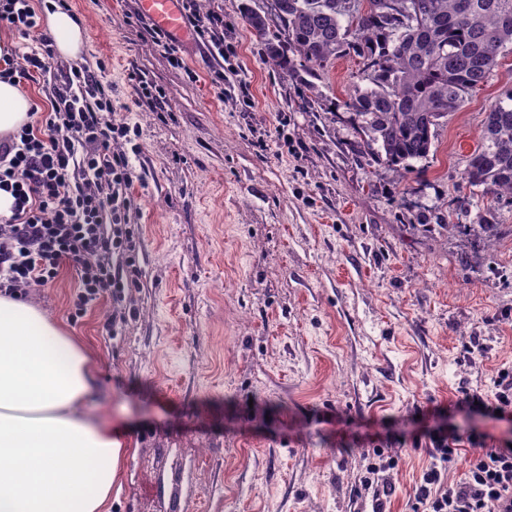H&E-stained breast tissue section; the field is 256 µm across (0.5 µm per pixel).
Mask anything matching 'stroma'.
I'll use <instances>...</instances> for the list:
<instances>
[{"mask_svg":"<svg viewBox=\"0 0 512 512\" xmlns=\"http://www.w3.org/2000/svg\"><path fill=\"white\" fill-rule=\"evenodd\" d=\"M69 5L81 62L105 61L139 129L136 273L124 302L76 318L67 262L33 302L89 346L87 405L125 431L112 512H372L359 489L377 448L401 451L385 510L408 512L434 437L512 439L464 405L512 365V203L485 214L462 178L512 53L403 178L358 145L355 54L312 88L265 62L241 8L267 17L273 0H198L224 13V57L194 37L181 68L136 25L139 0ZM138 71L167 113L135 106ZM482 214L488 241L464 230Z\"/></svg>","mask_w":512,"mask_h":512,"instance_id":"35a3bbf8","label":"stroma"}]
</instances>
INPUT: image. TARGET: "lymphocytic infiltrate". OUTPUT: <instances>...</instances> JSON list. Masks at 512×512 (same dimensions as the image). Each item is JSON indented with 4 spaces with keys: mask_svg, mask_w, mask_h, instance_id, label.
<instances>
[{
    "mask_svg": "<svg viewBox=\"0 0 512 512\" xmlns=\"http://www.w3.org/2000/svg\"><path fill=\"white\" fill-rule=\"evenodd\" d=\"M67 7L68 0H0V27L29 43L28 51L0 57V80L41 82L49 103L40 120L0 137V189L14 199L10 217L0 220V293L29 298L70 262L80 275L74 303L80 315L102 293L119 302L129 288L112 260L134 250L123 197L133 184L126 146L134 128L113 117L120 103L112 97L104 62L58 60L45 16ZM183 8L210 55L223 57V13L199 12L195 0H183ZM468 440L465 470L456 480L446 471L461 438L437 440L411 512H512V445L488 448L475 434ZM398 460L388 449L373 451L361 480L372 493L373 512H385L383 498Z\"/></svg>",
    "mask_w": 512,
    "mask_h": 512,
    "instance_id": "lymphocytic-infiltrate-1",
    "label": "lymphocytic infiltrate"
}]
</instances>
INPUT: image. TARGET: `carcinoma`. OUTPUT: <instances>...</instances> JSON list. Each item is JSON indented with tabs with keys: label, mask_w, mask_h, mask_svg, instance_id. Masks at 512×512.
<instances>
[{
	"label": "carcinoma",
	"mask_w": 512,
	"mask_h": 512,
	"mask_svg": "<svg viewBox=\"0 0 512 512\" xmlns=\"http://www.w3.org/2000/svg\"><path fill=\"white\" fill-rule=\"evenodd\" d=\"M276 22L245 6L265 56L285 75L318 78L337 57L361 59L369 86L349 97L354 129L375 158L402 175L429 156L441 120L512 50V0H357L350 12L331 0H276ZM486 187V212L512 199V88L481 120V145L463 172Z\"/></svg>",
	"instance_id": "obj_1"
}]
</instances>
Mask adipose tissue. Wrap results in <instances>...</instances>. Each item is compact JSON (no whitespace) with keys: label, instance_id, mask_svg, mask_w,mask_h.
<instances>
[{"label":"adipose tissue","instance_id":"1","mask_svg":"<svg viewBox=\"0 0 512 512\" xmlns=\"http://www.w3.org/2000/svg\"><path fill=\"white\" fill-rule=\"evenodd\" d=\"M59 54L79 57L81 23L49 14ZM29 96L0 81V136L29 119ZM88 348L36 305L0 295V512H112L127 452L111 419L85 409Z\"/></svg>","mask_w":512,"mask_h":512}]
</instances>
